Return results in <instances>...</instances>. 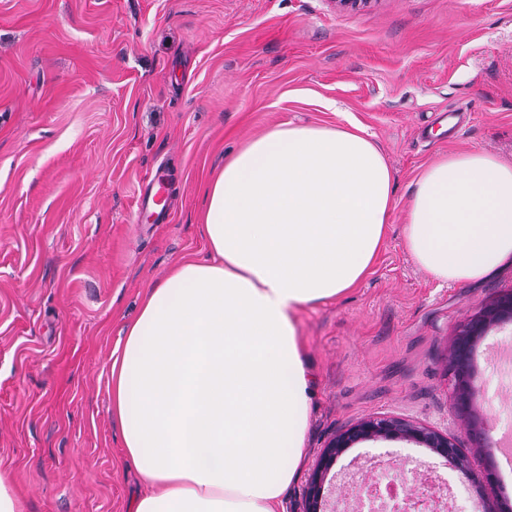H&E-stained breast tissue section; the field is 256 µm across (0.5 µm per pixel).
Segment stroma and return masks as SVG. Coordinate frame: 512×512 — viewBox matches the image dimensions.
I'll return each mask as SVG.
<instances>
[{"instance_id": "stroma-1", "label": "stroma", "mask_w": 512, "mask_h": 512, "mask_svg": "<svg viewBox=\"0 0 512 512\" xmlns=\"http://www.w3.org/2000/svg\"><path fill=\"white\" fill-rule=\"evenodd\" d=\"M354 122L394 176L385 246L340 298L303 309L314 377L303 512L321 450L392 415L448 432L468 471L405 441L363 442L335 468L392 478L404 458L459 512H512V463L484 460L446 372L462 324L512 290V266L442 284L403 246L405 206L448 152L512 160V0H0V470L26 512H128L139 478L109 411L107 359L145 289L203 257V188L273 126ZM512 325L481 342L490 446L512 429Z\"/></svg>"}]
</instances>
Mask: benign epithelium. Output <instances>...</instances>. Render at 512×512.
Returning <instances> with one entry per match:
<instances>
[{
  "label": "benign epithelium",
  "mask_w": 512,
  "mask_h": 512,
  "mask_svg": "<svg viewBox=\"0 0 512 512\" xmlns=\"http://www.w3.org/2000/svg\"><path fill=\"white\" fill-rule=\"evenodd\" d=\"M512 324V291L499 294L478 313L469 318L458 330L448 347L447 372L454 389V406L466 419L467 431L472 437L477 454L491 457L489 452V426L485 414L479 411L482 395L477 392L478 372L475 354L479 344L493 330ZM406 441L421 445L431 453L444 458L456 468L468 470V462L461 448L448 433L437 428L395 416H368L342 429L327 443L318 456L305 491L304 512H335V487H326L327 477L338 458L358 443L369 441ZM496 479L495 466L488 463L473 479L476 493ZM400 488L381 501L378 512H414L418 499L429 500L434 512L445 507L444 499L428 494L423 487H411L407 479L395 482Z\"/></svg>",
  "instance_id": "obj_1"
}]
</instances>
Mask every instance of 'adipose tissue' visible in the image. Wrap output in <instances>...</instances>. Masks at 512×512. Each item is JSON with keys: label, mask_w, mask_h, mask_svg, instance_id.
Listing matches in <instances>:
<instances>
[{"label": "adipose tissue", "mask_w": 512, "mask_h": 512, "mask_svg": "<svg viewBox=\"0 0 512 512\" xmlns=\"http://www.w3.org/2000/svg\"><path fill=\"white\" fill-rule=\"evenodd\" d=\"M203 258L147 289L109 356L112 416L142 491L132 512H285L312 377L298 316L371 270L392 170L356 123L282 124L204 189ZM404 246L441 283L512 259V163L446 154L420 172Z\"/></svg>", "instance_id": "1"}]
</instances>
